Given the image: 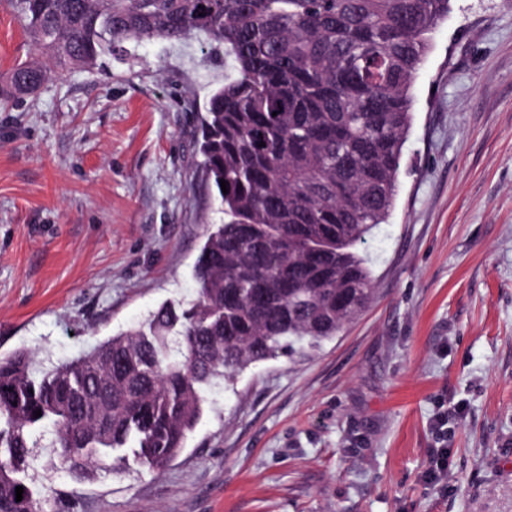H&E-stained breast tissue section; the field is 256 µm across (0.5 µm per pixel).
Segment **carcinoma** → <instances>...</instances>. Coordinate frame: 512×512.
<instances>
[{"mask_svg":"<svg viewBox=\"0 0 512 512\" xmlns=\"http://www.w3.org/2000/svg\"><path fill=\"white\" fill-rule=\"evenodd\" d=\"M13 2L51 66L16 65L5 102L153 39L198 37L224 54L199 125L224 220L200 249L196 297L38 377L29 354L0 356V512H39L25 463L42 437L77 481L96 461L126 464L128 447L161 470L199 420L204 387L314 349L371 304L356 246L394 209L412 83L450 0Z\"/></svg>","mask_w":512,"mask_h":512,"instance_id":"carcinoma-1","label":"carcinoma"}]
</instances>
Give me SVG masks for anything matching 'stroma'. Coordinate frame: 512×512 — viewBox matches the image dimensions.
<instances>
[{
  "label": "stroma",
  "mask_w": 512,
  "mask_h": 512,
  "mask_svg": "<svg viewBox=\"0 0 512 512\" xmlns=\"http://www.w3.org/2000/svg\"><path fill=\"white\" fill-rule=\"evenodd\" d=\"M430 41L395 208L357 246L374 302L214 381L162 470L79 483L39 451L44 512H512V0H451ZM32 56L0 0V83ZM223 82L201 40L154 39L0 105L1 355L43 369L194 298L222 218L197 127Z\"/></svg>",
  "instance_id": "35a3bbf8"
}]
</instances>
